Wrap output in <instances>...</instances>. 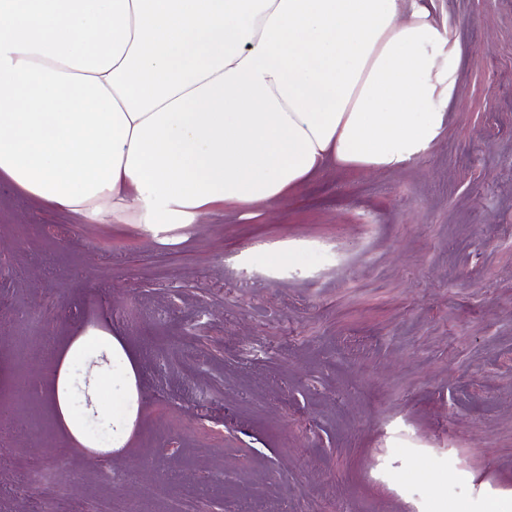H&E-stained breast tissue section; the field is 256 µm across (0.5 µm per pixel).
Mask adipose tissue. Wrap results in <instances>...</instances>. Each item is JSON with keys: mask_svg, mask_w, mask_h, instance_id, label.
Segmentation results:
<instances>
[{"mask_svg": "<svg viewBox=\"0 0 512 512\" xmlns=\"http://www.w3.org/2000/svg\"><path fill=\"white\" fill-rule=\"evenodd\" d=\"M420 0H0V179L86 224L249 214L439 141L457 48ZM121 371L126 443L138 410Z\"/></svg>", "mask_w": 512, "mask_h": 512, "instance_id": "adipose-tissue-1", "label": "adipose tissue"}]
</instances>
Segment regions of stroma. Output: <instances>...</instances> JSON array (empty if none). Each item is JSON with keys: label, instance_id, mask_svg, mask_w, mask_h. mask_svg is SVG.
Instances as JSON below:
<instances>
[{"label": "stroma", "instance_id": "1", "mask_svg": "<svg viewBox=\"0 0 512 512\" xmlns=\"http://www.w3.org/2000/svg\"><path fill=\"white\" fill-rule=\"evenodd\" d=\"M421 2L459 50L461 94L402 169L336 167L164 240L0 182V404L20 419L0 512H33L13 489L34 470L74 505L134 512L189 486L207 512L512 499V0ZM92 329L138 368L130 438L103 466L93 431L114 403L92 383L112 357L99 339L67 355ZM64 359L79 440L53 407Z\"/></svg>", "mask_w": 512, "mask_h": 512}]
</instances>
